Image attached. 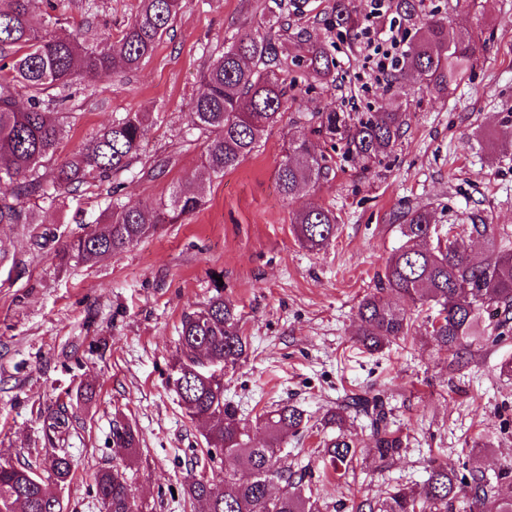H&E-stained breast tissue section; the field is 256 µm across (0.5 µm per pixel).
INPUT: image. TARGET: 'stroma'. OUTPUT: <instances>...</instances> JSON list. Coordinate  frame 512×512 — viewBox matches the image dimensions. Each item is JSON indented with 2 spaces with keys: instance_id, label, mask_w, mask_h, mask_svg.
<instances>
[{
  "instance_id": "obj_1",
  "label": "stroma",
  "mask_w": 512,
  "mask_h": 512,
  "mask_svg": "<svg viewBox=\"0 0 512 512\" xmlns=\"http://www.w3.org/2000/svg\"><path fill=\"white\" fill-rule=\"evenodd\" d=\"M304 2L283 42L288 75L308 84L309 35L335 55L336 83L301 94L252 154L208 184L200 210L97 263H67L57 251L94 228L98 186L45 208L41 223L0 224V464L39 460L50 449L68 455L71 481H46L64 512H103L91 475L123 462L112 445L118 417L140 435L128 476L144 512H203L183 492L188 463L217 482L224 474L206 456L207 425L186 415L169 375L182 315L214 295L217 275L250 342L247 358L224 375V398L257 444L267 439L259 422L265 411L286 403L304 411L308 427L287 438L283 455L303 474L319 512H351L391 487L422 488L435 461L454 464L461 478L512 463V379L500 373L512 361V335L471 347L455 367L423 321L407 340L377 352L353 341L358 305L402 243L393 216L403 204L430 206L436 223L460 229L477 215L512 240V146L495 136L512 121V0H420L419 17H447L450 33L477 43L473 67L444 95L414 78L399 91L374 80L356 32L333 24L336 0ZM268 4L188 0L140 68L74 87L63 106L64 153L116 116L158 112L163 120L148 127L143 157L173 163L162 175L135 178L128 202L154 203L203 178L202 143L188 133V113L206 50L264 32ZM397 94L409 116L390 152L368 165L337 145L328 180L290 200L280 195L283 149L309 135L311 113L330 103L354 119L390 108ZM312 206L333 210L337 220L335 239L319 251L301 246L291 223ZM38 236L46 245H33ZM80 388L91 389V398L77 400ZM355 394L383 401L405 446L388 463L361 458L339 476L327 443L342 430L371 448L370 421L355 412L340 429L322 418ZM68 402L69 428L48 442L46 415ZM476 441L488 450L470 454Z\"/></svg>"
}]
</instances>
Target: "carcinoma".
Here are the masks:
<instances>
[{"instance_id":"1","label":"carcinoma","mask_w":512,"mask_h":512,"mask_svg":"<svg viewBox=\"0 0 512 512\" xmlns=\"http://www.w3.org/2000/svg\"><path fill=\"white\" fill-rule=\"evenodd\" d=\"M37 2L0 0V71L8 70V76H0V182L12 185L11 194L0 197V224H39L42 206L63 203L86 184L108 182L97 227L62 247L64 259L98 262L196 212L206 188L177 185L168 199L151 207L150 216L124 201L128 176L142 162L146 128L159 118L155 112L115 117L90 144L57 161L65 129L55 104L67 98H53L49 91L105 72L138 69L173 29L184 0H138L134 16L115 40L110 35L95 38L90 26L53 37L32 24ZM272 3L266 34L238 37L209 54L201 71L188 130L203 138V164L212 179L224 177L255 151L302 93L296 83L282 77L283 61L276 46L278 33L288 24V16L300 9L299 2ZM356 15L345 0H336V25L352 30ZM474 53L471 36L449 33L447 19L434 15L420 23L406 64L395 69L391 83L399 87L410 74L427 89L446 94L461 79ZM303 63L315 81L334 82L336 62L322 41L309 42ZM18 84L31 92L22 108L15 102ZM406 116L407 109L398 102L391 110L366 112L349 124L328 105L311 115V134L328 140L333 150L339 139L347 152L371 163L394 147ZM331 160L330 155L312 152L306 139L289 142L276 170L282 195L289 199L301 187L328 179ZM397 220L403 243L387 260L378 289L359 304L355 340L377 350L391 339L410 335L417 318L391 302L389 294L412 303L419 314L426 308L436 310L426 322L450 366L476 342H497L506 336L512 321V252L498 246L494 225H469V234L487 245V256L474 261L455 225L435 224L428 206L407 205ZM292 224L297 240L310 250L323 249L336 236V214L330 209L300 210ZM212 287L216 295L182 317L180 356L171 379L188 416L209 425L207 453L224 469V485L190 471L184 492L189 499L205 503L206 512H315L302 480L294 479L281 459L282 439L304 427V411L283 404L264 414L268 441L256 445L240 427L237 408L224 400V376L212 370L235 367L246 354L247 337L235 304L221 295L218 279L212 280ZM359 405L372 418L375 459L386 462L403 447V438L388 427L378 400L361 399ZM70 418L66 405L49 414L48 441L69 427ZM112 447L131 458L139 448V437L131 426L117 421ZM328 455L334 469L347 470L357 459L358 448L340 433L328 445ZM43 468L65 483L71 462L64 454L51 453L35 466L0 465V512H64L62 502L46 492ZM93 482L104 512H144L131 500L126 472L120 467L97 471ZM464 499L470 512H512V466L492 479L474 477L470 483L459 480L451 466H434L423 491L394 487L378 500H363L356 512H456Z\"/></svg>"}]
</instances>
